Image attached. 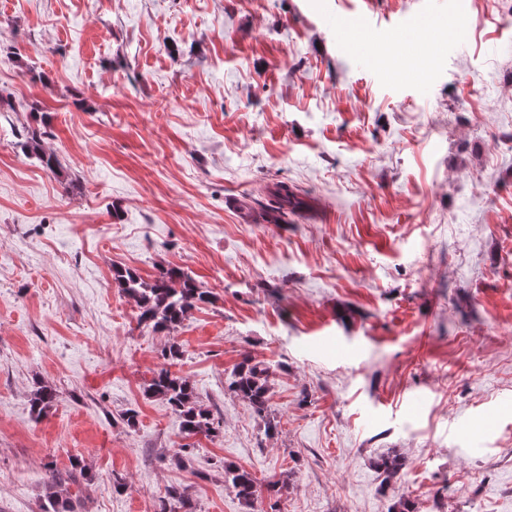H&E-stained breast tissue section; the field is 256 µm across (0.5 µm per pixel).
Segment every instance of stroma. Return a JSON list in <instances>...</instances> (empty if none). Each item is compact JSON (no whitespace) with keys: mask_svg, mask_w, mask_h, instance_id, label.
Returning a JSON list of instances; mask_svg holds the SVG:
<instances>
[{"mask_svg":"<svg viewBox=\"0 0 512 512\" xmlns=\"http://www.w3.org/2000/svg\"><path fill=\"white\" fill-rule=\"evenodd\" d=\"M419 12L447 36L409 52ZM0 92V512H40L73 455L75 512H156L171 485L245 512L226 461L288 476L264 512H512V0H0ZM33 101L59 174L20 146ZM278 182L304 205L275 223ZM116 265L214 301L153 331ZM173 341L217 437L144 393ZM246 357L270 438L227 388ZM56 399L54 390L46 385L38 386L31 396V412L40 419L52 409Z\"/></svg>","mask_w":512,"mask_h":512,"instance_id":"obj_1","label":"stroma"}]
</instances>
